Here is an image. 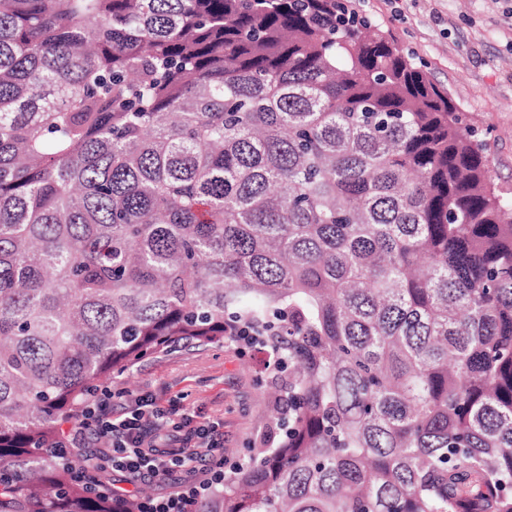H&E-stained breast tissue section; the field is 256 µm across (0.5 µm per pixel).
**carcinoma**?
I'll return each mask as SVG.
<instances>
[{
  "instance_id": "cac0c4a2",
  "label": "carcinoma",
  "mask_w": 512,
  "mask_h": 512,
  "mask_svg": "<svg viewBox=\"0 0 512 512\" xmlns=\"http://www.w3.org/2000/svg\"><path fill=\"white\" fill-rule=\"evenodd\" d=\"M232 331L288 428L190 512H512V199L342 0H0V512H140L55 447Z\"/></svg>"
}]
</instances>
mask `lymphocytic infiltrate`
Masks as SVG:
<instances>
[{"mask_svg": "<svg viewBox=\"0 0 512 512\" xmlns=\"http://www.w3.org/2000/svg\"><path fill=\"white\" fill-rule=\"evenodd\" d=\"M191 422L187 414L161 410L145 394L130 399L121 416H113L112 392L104 389L85 405L72 441L82 444L89 439L107 440L106 461L112 469L155 481L177 472L196 471L204 463L222 462L224 436L219 424L213 422L195 428ZM164 427L183 432L180 447L155 446L154 433Z\"/></svg>", "mask_w": 512, "mask_h": 512, "instance_id": "obj_1", "label": "lymphocytic infiltrate"}]
</instances>
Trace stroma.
I'll return each mask as SVG.
<instances>
[{"label": "stroma", "mask_w": 512, "mask_h": 512, "mask_svg": "<svg viewBox=\"0 0 512 512\" xmlns=\"http://www.w3.org/2000/svg\"><path fill=\"white\" fill-rule=\"evenodd\" d=\"M352 10L391 34L402 53L447 88L468 123L489 144L491 173L512 197V0H347ZM269 355L241 345L181 348L108 380L113 413L128 393L152 396L159 406L190 413L194 425L224 424V456L275 441L266 428L273 409L263 394ZM114 493L161 497L200 483L204 472H179L143 482L112 469L100 472Z\"/></svg>", "instance_id": "35a3bbf8"}]
</instances>
